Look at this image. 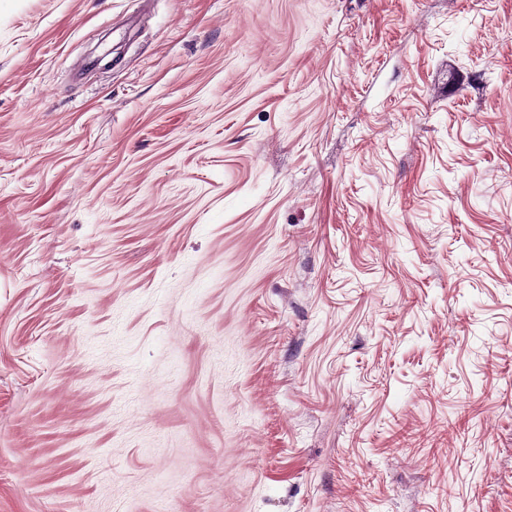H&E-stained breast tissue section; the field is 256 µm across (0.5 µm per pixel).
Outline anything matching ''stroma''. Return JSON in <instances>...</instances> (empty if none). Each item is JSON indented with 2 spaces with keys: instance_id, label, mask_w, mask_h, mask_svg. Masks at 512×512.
I'll return each instance as SVG.
<instances>
[{
  "instance_id": "35a3bbf8",
  "label": "stroma",
  "mask_w": 512,
  "mask_h": 512,
  "mask_svg": "<svg viewBox=\"0 0 512 512\" xmlns=\"http://www.w3.org/2000/svg\"><path fill=\"white\" fill-rule=\"evenodd\" d=\"M0 512H512V0H0Z\"/></svg>"
}]
</instances>
